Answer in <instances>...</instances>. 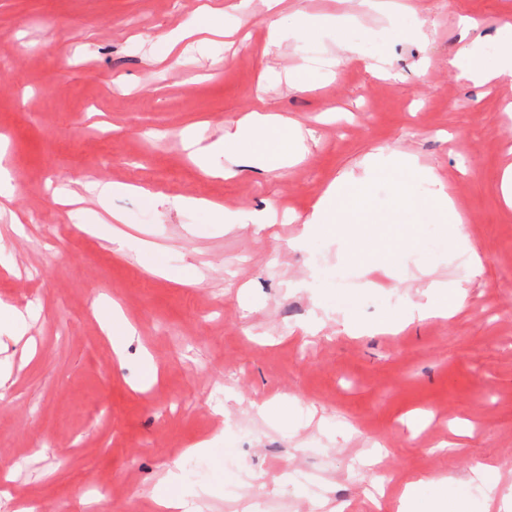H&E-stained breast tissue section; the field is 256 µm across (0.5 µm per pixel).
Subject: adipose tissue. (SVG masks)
<instances>
[{"label": "adipose tissue", "instance_id": "obj_1", "mask_svg": "<svg viewBox=\"0 0 512 512\" xmlns=\"http://www.w3.org/2000/svg\"><path fill=\"white\" fill-rule=\"evenodd\" d=\"M281 0H266L273 12L269 32L278 36L289 32L304 41L318 40L327 29H335L336 43L345 52L360 51L361 46L349 35V21L345 18L313 17L301 12L288 15L277 10ZM500 45L495 55H488L485 44L475 43L464 47L449 58L448 65L461 77L474 82L491 80L512 81V25H502L497 34ZM306 148L298 124L287 117L253 111L227 128L218 141L198 148L194 152L196 163L205 172L217 176L232 175L234 167L247 165L266 173H278L304 160ZM178 208L206 211L211 230L223 234L233 229L254 231L274 223L277 212L266 207L254 212H229L206 200L184 198ZM99 210H86L81 214L83 229L94 231L107 240L119 242L123 249L133 252L141 260L145 270L152 275L166 277L170 271L159 259L156 243L126 233L109 230ZM455 475L429 480L419 479L407 483L399 499L398 512H469L465 498L448 501L449 487L458 485ZM197 490L188 488L183 473L169 472L153 490V498L163 512H195Z\"/></svg>", "mask_w": 512, "mask_h": 512}]
</instances>
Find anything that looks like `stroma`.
<instances>
[{
  "mask_svg": "<svg viewBox=\"0 0 512 512\" xmlns=\"http://www.w3.org/2000/svg\"><path fill=\"white\" fill-rule=\"evenodd\" d=\"M204 0H0V135L9 141L15 185L13 230L0 219V302L37 316L33 350L9 345L15 383L0 400V484L25 490L41 512H84L90 483L114 486L107 512H156L146 492L168 467L215 487L209 512H243L260 490L269 512H396L414 478L499 467L512 493V209L500 176L512 163V82L458 79L448 58L493 36L512 19V0H405L419 35L395 32L381 47L390 76L363 56L339 50L335 34L306 46L283 35L269 47L262 0H212L230 10L239 33L216 56L175 48L162 37L197 14ZM282 10L354 15L356 32L384 19L354 0H283ZM335 59L336 77L299 92L285 74ZM269 90L256 101L259 79ZM298 121L305 159L267 174L238 168L206 174L183 144L224 134L256 106ZM397 148L434 168L482 260L456 316L415 321L401 332L373 331L420 300L430 279H453L454 252L396 241L389 266L339 265L323 237L294 247L327 186L360 169L375 148ZM135 183L170 204L120 196L114 208L163 249L175 275L193 265L204 279L183 286L155 277L134 256L77 226V208L54 188L83 181ZM204 198L230 211L273 203L294 211L261 235H213L199 212L175 201ZM117 300L138 330L117 362L93 312ZM355 299L368 331L345 332L343 305ZM323 326L315 336L302 324ZM148 350L158 379L134 390ZM294 396L318 415L352 424L296 434L259 418L254 405ZM471 437L440 451L456 419ZM223 435L212 454L185 456L191 444ZM392 474L370 496V475Z\"/></svg>",
  "mask_w": 512,
  "mask_h": 512,
  "instance_id": "1",
  "label": "stroma"
}]
</instances>
